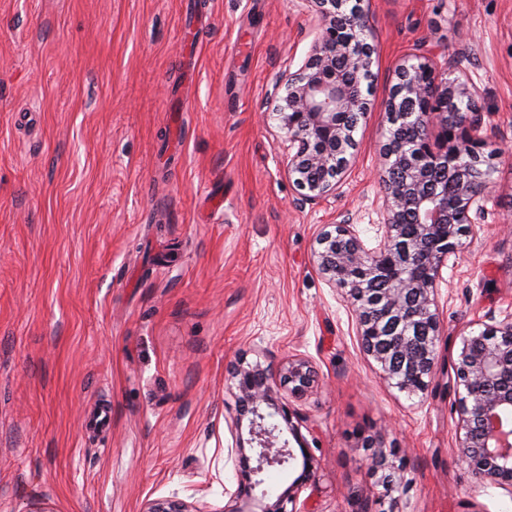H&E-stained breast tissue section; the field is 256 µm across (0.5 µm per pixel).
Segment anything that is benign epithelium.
I'll return each mask as SVG.
<instances>
[{
    "label": "benign epithelium",
    "instance_id": "obj_1",
    "mask_svg": "<svg viewBox=\"0 0 512 512\" xmlns=\"http://www.w3.org/2000/svg\"><path fill=\"white\" fill-rule=\"evenodd\" d=\"M308 2L321 20L312 54L268 99L288 142V173L304 191L303 200L314 201L336 189L355 160V127L347 116L369 110L373 49L359 37L370 26L361 4L347 10L345 0ZM478 96L465 75L452 77L429 57L401 66L384 108L386 121L392 128L413 121L416 126L408 144H385L383 236L369 248L354 225L344 223L317 239V268L351 305L364 351L380 365L384 379L409 395L425 392L438 369L436 278L462 246L467 225L484 210L487 138L481 135ZM450 180L459 184L451 205ZM479 335L483 340L477 345L474 335L463 337L453 365L462 431L457 447L479 479L512 494V321L487 326ZM231 380L237 390L230 431L239 479L225 512H299L294 505L315 482V458L281 389L295 398L307 395L318 382L314 367L299 356L288 359L277 375L238 363ZM285 432L299 453L281 439ZM298 458L300 473L275 501L254 496L265 469ZM143 512L191 510L182 501L159 498Z\"/></svg>",
    "mask_w": 512,
    "mask_h": 512
}]
</instances>
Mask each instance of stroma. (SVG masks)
<instances>
[{
	"mask_svg": "<svg viewBox=\"0 0 512 512\" xmlns=\"http://www.w3.org/2000/svg\"><path fill=\"white\" fill-rule=\"evenodd\" d=\"M371 112L336 191L310 203L263 102L307 59L301 0H0V512H223L237 362L292 355L316 460L310 512H512L459 457L452 363L512 319V0H364ZM455 57L494 157L485 230L436 282L439 368L399 391L317 270V237L383 221V101L400 64ZM401 449L394 499L366 460Z\"/></svg>",
	"mask_w": 512,
	"mask_h": 512,
	"instance_id": "obj_1",
	"label": "stroma"
}]
</instances>
